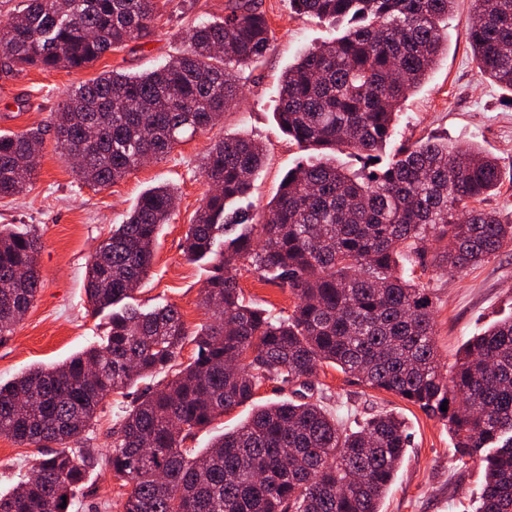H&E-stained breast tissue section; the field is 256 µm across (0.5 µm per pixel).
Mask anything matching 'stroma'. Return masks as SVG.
I'll return each mask as SVG.
<instances>
[{
    "label": "stroma",
    "mask_w": 512,
    "mask_h": 512,
    "mask_svg": "<svg viewBox=\"0 0 512 512\" xmlns=\"http://www.w3.org/2000/svg\"><path fill=\"white\" fill-rule=\"evenodd\" d=\"M224 3L166 0L151 37L129 42L84 69L31 68L15 76L0 71V132L37 126L45 130L41 165L32 185L17 197L0 199V224H14L39 235L37 262L42 275L31 308L12 334L0 337V385L11 383L30 368L61 364L101 342L110 315L94 311L87 298L88 261L145 189L171 184L177 187L179 199L169 224L159 233L152 267L136 301L147 309L174 306L193 331L208 320L201 305L207 271L204 262L185 258L183 243L189 224L211 190L200 170L203 157L227 134L264 143L267 159L254 177L250 198L258 209L276 197L289 169L310 158V151L289 141L276 122V89L281 74L301 51L335 38L337 32L327 22L295 15L288 0H255L273 32L272 47L241 74L242 104L227 110L212 129L185 138L160 160L140 166L104 189L83 183L58 147L50 127L51 115L70 89L104 71L141 73L163 64L183 49L194 21L223 18ZM471 8V0H458L449 16L448 53L438 61L429 80L409 94L398 139L412 142L432 136L454 146L477 145L495 156L502 171V187L484 206L510 221L512 92L479 71L467 39ZM236 278L247 301L276 314L292 312L296 299L288 289L243 268ZM421 280L433 296L441 372L451 369L464 341L512 314V247L463 274L432 267ZM313 382L326 405L349 420H362L378 411H393L406 419L410 445L382 512H475L483 468L479 459L456 455L444 419L391 393L369 389L330 366H320ZM124 402L119 395L105 398L93 425L77 439V447L105 456L118 424L117 407ZM52 453L49 447L20 445L0 436V492L10 491L30 475L37 460ZM125 492L109 467L97 465L89 471L71 512H123Z\"/></svg>",
    "instance_id": "35a3bbf8"
}]
</instances>
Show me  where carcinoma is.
Segmentation results:
<instances>
[{
    "instance_id": "carcinoma-1",
    "label": "carcinoma",
    "mask_w": 512,
    "mask_h": 512,
    "mask_svg": "<svg viewBox=\"0 0 512 512\" xmlns=\"http://www.w3.org/2000/svg\"><path fill=\"white\" fill-rule=\"evenodd\" d=\"M159 0H23L0 27L3 71L81 69L153 34ZM300 16L344 32L304 50L277 88L274 116L300 147L318 153L284 176L264 209L231 207L246 197L265 159L250 138L224 136L206 155L212 192L185 235L190 261L210 275L201 304L210 321L190 333L171 305L129 302L169 223L177 189L145 190L96 249L86 293L112 309L103 341L59 366L34 367L0 387V436L55 443L0 494V512H70L88 449L68 444L100 403L139 379L174 371L117 414L105 461L130 485L123 512H380L409 445L405 423L382 413L352 428L314 401L255 406L206 451L186 446L196 430L254 400L266 382L312 389L330 365L448 422L456 452L480 456L477 512H512V316L460 348L439 372L433 306L415 276L425 243L443 242L435 267L461 273L512 245V224L476 207L501 183L495 157L436 139L402 145L388 163L401 108L448 50L456 0H289ZM224 21L192 24L187 48L141 74L103 72L72 88L53 121L57 143L80 178L105 188L142 162L213 127L238 103L240 71L270 50L272 34L252 0H228ZM469 38L483 75L512 90V0H474ZM96 139L89 141L85 131ZM42 130L0 135V199L20 194L40 164ZM351 151L350 171L336 154ZM34 233L0 225V335L13 332L41 286ZM286 287L296 304L279 317L240 295L238 267ZM196 355L175 371L186 336ZM447 411H441L442 403Z\"/></svg>"
}]
</instances>
